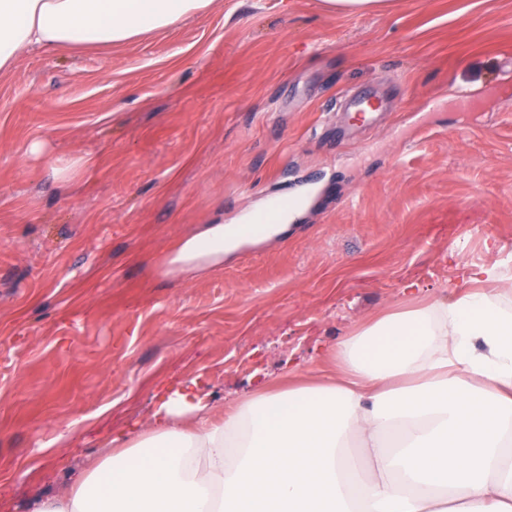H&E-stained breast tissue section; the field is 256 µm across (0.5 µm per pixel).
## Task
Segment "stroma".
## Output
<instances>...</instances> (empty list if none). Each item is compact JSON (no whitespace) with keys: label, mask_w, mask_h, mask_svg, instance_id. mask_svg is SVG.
<instances>
[{"label":"stroma","mask_w":512,"mask_h":512,"mask_svg":"<svg viewBox=\"0 0 512 512\" xmlns=\"http://www.w3.org/2000/svg\"><path fill=\"white\" fill-rule=\"evenodd\" d=\"M355 93L383 101L372 124L345 116ZM284 193L305 203L280 235L170 266ZM492 257L512 276V0H216L111 48L24 51L0 72V512L67 493L183 380L220 414L319 377L404 289L469 290ZM385 0H323L327 9L337 13L356 12L380 8Z\"/></svg>","instance_id":"1"}]
</instances>
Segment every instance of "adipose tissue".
<instances>
[{"label":"adipose tissue","mask_w":512,"mask_h":512,"mask_svg":"<svg viewBox=\"0 0 512 512\" xmlns=\"http://www.w3.org/2000/svg\"><path fill=\"white\" fill-rule=\"evenodd\" d=\"M215 0H0V70L27 49L112 46L177 26ZM215 224L174 262H220L250 233ZM411 301L325 352L333 371L288 375L223 417L186 382L150 429L69 476L31 512H512V308L491 284ZM355 438L363 457L346 450Z\"/></svg>","instance_id":"1"}]
</instances>
